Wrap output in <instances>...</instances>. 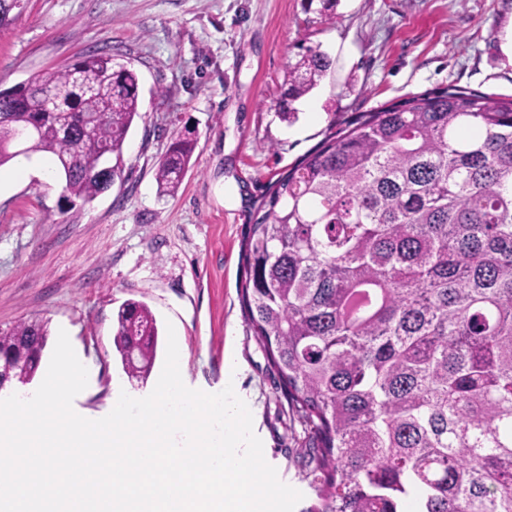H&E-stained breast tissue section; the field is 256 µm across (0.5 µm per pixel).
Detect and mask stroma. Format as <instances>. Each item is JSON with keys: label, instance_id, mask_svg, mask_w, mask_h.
Instances as JSON below:
<instances>
[{"label": "stroma", "instance_id": "1", "mask_svg": "<svg viewBox=\"0 0 512 512\" xmlns=\"http://www.w3.org/2000/svg\"><path fill=\"white\" fill-rule=\"evenodd\" d=\"M0 27V90L103 50L139 76V117L122 173L91 204L66 200L33 155L25 180L0 167V328L46 320L50 361L59 331L94 368L73 401L106 416L112 385L129 382L113 349L114 316L133 299L160 338L148 387L161 373L168 328L180 331L189 387L224 388V354L246 365L254 431L280 480L313 492L304 433L256 342L239 292L250 207L265 185L362 112L457 87L512 97V0H22ZM320 46L326 77L299 102H277L300 46ZM193 131L196 162L175 196L159 195L156 165L173 136Z\"/></svg>", "mask_w": 512, "mask_h": 512}]
</instances>
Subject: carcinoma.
I'll return each instance as SVG.
<instances>
[{
    "mask_svg": "<svg viewBox=\"0 0 512 512\" xmlns=\"http://www.w3.org/2000/svg\"><path fill=\"white\" fill-rule=\"evenodd\" d=\"M329 67L313 47L289 67L285 119ZM28 83L0 91V166L47 153L64 196L93 202L120 174L137 73L91 51ZM17 128L33 139L18 146ZM196 147L171 139L161 195ZM251 219L239 288L310 427L302 512H512V99L446 88L365 112L270 181ZM47 339V323L20 322L0 329V354ZM157 344L148 306L124 302L113 345L130 378L147 381Z\"/></svg>",
    "mask_w": 512,
    "mask_h": 512,
    "instance_id": "1",
    "label": "carcinoma"
}]
</instances>
